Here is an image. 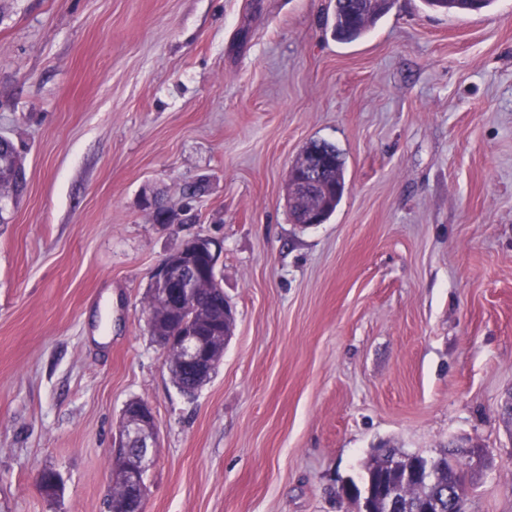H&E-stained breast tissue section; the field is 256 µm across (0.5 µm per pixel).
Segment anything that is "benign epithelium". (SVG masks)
I'll use <instances>...</instances> for the list:
<instances>
[{
	"label": "benign epithelium",
	"instance_id": "1",
	"mask_svg": "<svg viewBox=\"0 0 512 512\" xmlns=\"http://www.w3.org/2000/svg\"><path fill=\"white\" fill-rule=\"evenodd\" d=\"M307 171L300 175L292 167L288 175V202L290 206L309 200L318 179L319 168L315 162L305 161ZM144 205L153 212L158 224H173L176 214L168 208L159 209L154 199H144ZM325 201L312 205L302 215L300 226L310 227L324 222ZM209 258L207 273L217 275L220 247L208 236H193L186 239L181 247L165 258L154 270L151 281L153 292L164 300L171 295L178 297L170 329L163 334L155 330L154 313L145 311L148 329L154 340L165 352L176 347L182 355V363L207 377L213 375L218 364L217 354L195 335L192 321L186 313L204 309L202 306V275L196 258ZM215 314L224 320L223 336L234 331V312L228 302L218 306ZM158 448V427L152 406L141 399L129 401L123 408L119 432L112 448V460L118 465L121 478L129 491L125 500L112 504V512H143L147 492L142 484L143 474L155 462ZM402 494V487L395 481L384 482L378 488L370 487L357 501V512H375V509L389 505Z\"/></svg>",
	"mask_w": 512,
	"mask_h": 512
}]
</instances>
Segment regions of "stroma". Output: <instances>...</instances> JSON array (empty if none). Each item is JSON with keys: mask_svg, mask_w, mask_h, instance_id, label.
I'll return each instance as SVG.
<instances>
[{"mask_svg": "<svg viewBox=\"0 0 512 512\" xmlns=\"http://www.w3.org/2000/svg\"><path fill=\"white\" fill-rule=\"evenodd\" d=\"M333 7L0 0L27 182L0 224V512H109L132 399L159 428L145 512H354L341 487L382 444L485 448L465 508L512 512V0H393L349 44ZM314 140L346 188L302 228L288 174ZM196 235L235 330L189 398L143 299ZM423 2L434 11L458 13L488 7L494 0H423Z\"/></svg>", "mask_w": 512, "mask_h": 512, "instance_id": "1", "label": "stroma"}]
</instances>
